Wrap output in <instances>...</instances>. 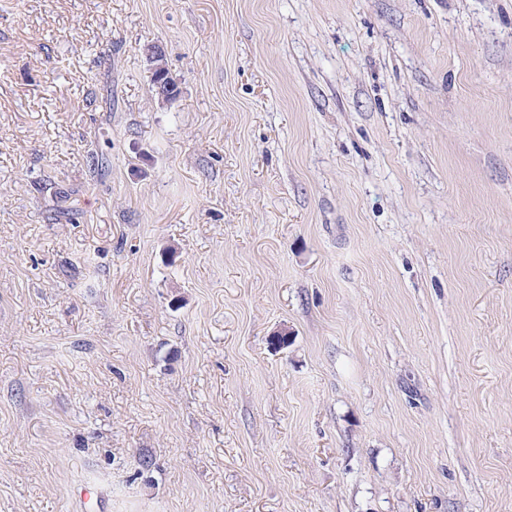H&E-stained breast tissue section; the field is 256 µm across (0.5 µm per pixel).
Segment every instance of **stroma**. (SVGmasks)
Segmentation results:
<instances>
[{
    "label": "stroma",
    "instance_id": "1",
    "mask_svg": "<svg viewBox=\"0 0 512 512\" xmlns=\"http://www.w3.org/2000/svg\"><path fill=\"white\" fill-rule=\"evenodd\" d=\"M86 484L512 512V0H0V512ZM147 60L154 85V95L161 103L170 102L175 97V91L166 78V64L163 50L156 45L147 47Z\"/></svg>",
    "mask_w": 512,
    "mask_h": 512
}]
</instances>
